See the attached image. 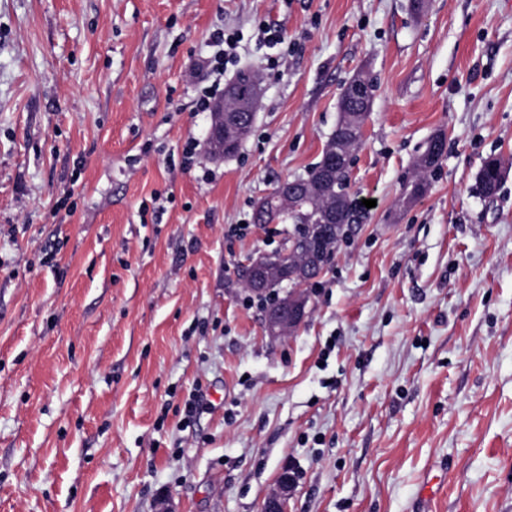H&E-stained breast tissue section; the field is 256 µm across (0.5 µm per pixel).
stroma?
Masks as SVG:
<instances>
[{"label": "stroma", "mask_w": 512, "mask_h": 512, "mask_svg": "<svg viewBox=\"0 0 512 512\" xmlns=\"http://www.w3.org/2000/svg\"><path fill=\"white\" fill-rule=\"evenodd\" d=\"M217 28L227 78L263 80L224 159L192 82ZM357 75L377 205L274 340L240 264L289 227L253 211ZM286 465L290 512H414L426 485V512H512V0H0V512H262ZM354 83H360L361 85H363V94L359 98H353L350 95H348L347 101L352 108H357L359 112H364L358 117L360 123H364L371 110L373 87H369L366 84L364 78L362 76L357 75L349 82V84L347 85V89H349V87ZM439 137L440 136H436L429 142L426 150L420 156V158L417 162V169L420 170L421 174H423V175H419L418 179L415 180L414 182H412L411 185L409 186L410 187V190L408 192L409 199L419 197V196L423 195V193L426 191L427 183L425 180V176L427 174L433 172L436 169L438 162L442 156L441 152H438V153L434 152V149L436 147L434 142ZM494 164L483 165L478 174V183L481 192L486 197H490L496 194L501 184V178L503 176V165L498 159H491Z\"/></svg>", "instance_id": "obj_1"}]
</instances>
